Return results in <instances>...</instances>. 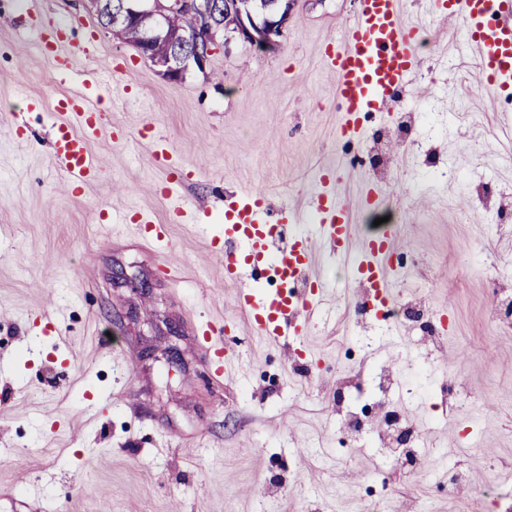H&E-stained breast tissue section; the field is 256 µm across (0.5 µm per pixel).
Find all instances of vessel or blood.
Listing matches in <instances>:
<instances>
[{"label":"vessel or blood","instance_id":"b4317fda","mask_svg":"<svg viewBox=\"0 0 512 512\" xmlns=\"http://www.w3.org/2000/svg\"><path fill=\"white\" fill-rule=\"evenodd\" d=\"M439 17L462 21L465 40L475 50L481 69L496 92L512 96V0H433ZM43 56L59 74L70 71L73 51L57 34L40 33ZM418 32L407 25L401 0H358L357 13L339 38L324 48L325 65L336 76V96L341 103L338 136L361 141L363 120L370 112H389L398 94L420 63ZM99 91L87 82L59 98L55 109L63 114L56 125L55 156L70 189L91 182L100 166L90 151L91 142L102 131L99 121ZM156 165L180 163L168 137L151 132ZM162 194L169 202L171 222L188 224L190 210L182 203L175 181H168ZM266 192L245 188L233 191L224 204V242L212 249L224 263L225 281L237 284L233 302L248 318L254 335L285 344L304 337L321 313L329 295L327 284L314 271V246L350 258V277L369 300L395 305L397 296L390 266L403 250L398 229L378 235L356 237L348 205L336 190L334 176L321 177V187L302 208L290 207L272 219ZM143 242L159 251L158 270L170 281L182 276L183 263L172 256L169 224L140 219L136 225ZM259 270L275 272L284 288L263 297L249 287ZM202 334L210 343L211 370L220 378L234 367L224 347L214 339L210 325Z\"/></svg>","mask_w":512,"mask_h":512}]
</instances>
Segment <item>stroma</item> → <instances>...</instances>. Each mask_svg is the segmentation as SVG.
<instances>
[{"instance_id":"obj_1","label":"stroma","mask_w":512,"mask_h":512,"mask_svg":"<svg viewBox=\"0 0 512 512\" xmlns=\"http://www.w3.org/2000/svg\"><path fill=\"white\" fill-rule=\"evenodd\" d=\"M354 10L355 0H296L279 45L230 37L205 69L172 82L85 0H0V449L25 458L0 465V512H512V333L499 331L489 293L494 281L512 291V223L497 221L512 213V98L481 83L460 22L403 0L422 63L394 111L367 115L361 141L339 140L323 44ZM41 27L65 29L90 56L59 76L36 48ZM119 56L132 60L122 72ZM89 73L111 88L90 145L103 168L72 193L53 105ZM410 113L417 128L402 125ZM149 125L180 156L193 213L170 224L179 288L158 279L126 224L98 222L120 187L133 210L169 224V174L150 159ZM328 169L357 234L380 216L400 229L398 304L445 311L439 341L407 319L358 312L347 258L325 250L315 270L334 304L300 355L233 310L237 288L209 253L225 193L263 186L275 214L303 206ZM370 180L385 195L378 212L362 203ZM120 268L149 291L113 287ZM208 321L228 325L238 369L219 384L197 335ZM174 345L179 369L165 358ZM382 377L385 405L347 428L357 388L376 393ZM393 440L411 456L388 454ZM452 466L468 475L458 493L443 481Z\"/></svg>"}]
</instances>
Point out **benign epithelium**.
<instances>
[{"label": "benign epithelium", "instance_id": "benign-epithelium-1", "mask_svg": "<svg viewBox=\"0 0 512 512\" xmlns=\"http://www.w3.org/2000/svg\"><path fill=\"white\" fill-rule=\"evenodd\" d=\"M234 8L238 14L235 32L239 37L259 49L270 48L279 43L288 27L294 0H267L260 8L254 0H236ZM222 9L217 0H138L135 5L117 13L112 34L119 36V28L127 23H137L148 26L153 35L175 45L196 46L194 54L188 56L168 54L157 57L143 53L165 77L179 81L189 65L194 64L199 69L206 67L212 47L217 45L224 32L223 23L217 21V14ZM179 12L194 15L196 26L191 30L173 26L172 15Z\"/></svg>", "mask_w": 512, "mask_h": 512}]
</instances>
